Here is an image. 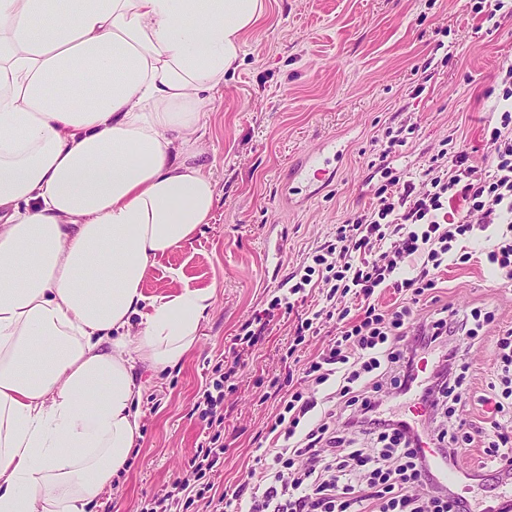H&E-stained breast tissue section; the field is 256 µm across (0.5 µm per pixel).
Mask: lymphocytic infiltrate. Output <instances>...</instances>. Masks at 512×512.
<instances>
[{
	"instance_id": "obj_1",
	"label": "lymphocytic infiltrate",
	"mask_w": 512,
	"mask_h": 512,
	"mask_svg": "<svg viewBox=\"0 0 512 512\" xmlns=\"http://www.w3.org/2000/svg\"><path fill=\"white\" fill-rule=\"evenodd\" d=\"M499 87L504 106L489 133V168L456 150L447 164L430 160L414 183L381 164L373 207L339 225L334 243L314 252L270 311L243 325V343L255 345L275 311L291 314L292 296L318 281L328 309L299 320L288 351L328 325L333 337L297 375H286L290 387L266 426L269 444L226 494V512H471L428 478L420 441L452 466L472 448L480 449L483 467L512 464V327L499 332L493 373L475 388L468 345L478 338L476 323L495 315L478 307L459 313L441 303L437 288L452 264L477 262L512 279L511 63L501 66ZM494 225L503 231L491 247L477 255L461 249ZM387 289L396 299L385 307L378 298ZM432 352L437 362L420 379L419 364ZM227 379L223 373L206 384L194 405L205 439L188 463L191 478L175 477L166 495L144 501L139 512H189L210 498V475L224 453ZM416 386L425 410L419 432L384 414L379 397L386 387L404 395ZM473 406L483 420L467 419ZM444 415L452 425L441 423Z\"/></svg>"
}]
</instances>
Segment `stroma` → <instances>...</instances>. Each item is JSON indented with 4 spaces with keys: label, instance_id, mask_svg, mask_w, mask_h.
<instances>
[{
    "label": "stroma",
    "instance_id": "stroma-1",
    "mask_svg": "<svg viewBox=\"0 0 512 512\" xmlns=\"http://www.w3.org/2000/svg\"><path fill=\"white\" fill-rule=\"evenodd\" d=\"M477 2L268 0L265 17L244 35L239 66L202 105L207 132L200 146L218 203L191 242L158 258L143 283L150 297L210 288L214 305L180 363L142 371L134 405L140 435L129 464L85 512H136L187 470L204 439L193 407L213 366L231 360L242 325L268 308L316 248L374 202L379 182L371 163L387 129L411 131L389 157L406 180H417L451 135L485 161L492 90L499 68L512 62V14L488 23L474 12ZM327 142L343 151L335 176L315 191L303 182L286 186L301 155ZM173 268L181 280L171 279ZM440 278L442 302L495 310L472 349L475 367L489 372L498 330L512 323V281L477 264L449 266ZM321 305V293L311 289L296 301L294 316L273 322L242 355L224 395L216 492L232 490L255 465L259 436L279 408L271 382L293 340L295 317Z\"/></svg>",
    "mask_w": 512,
    "mask_h": 512
}]
</instances>
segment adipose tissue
I'll return each instance as SVG.
<instances>
[{
	"label": "adipose tissue",
	"instance_id": "ef3b65f1",
	"mask_svg": "<svg viewBox=\"0 0 512 512\" xmlns=\"http://www.w3.org/2000/svg\"><path fill=\"white\" fill-rule=\"evenodd\" d=\"M266 0H0V512H85L139 435V367L209 288L147 297L208 223L203 101Z\"/></svg>",
	"mask_w": 512,
	"mask_h": 512
}]
</instances>
